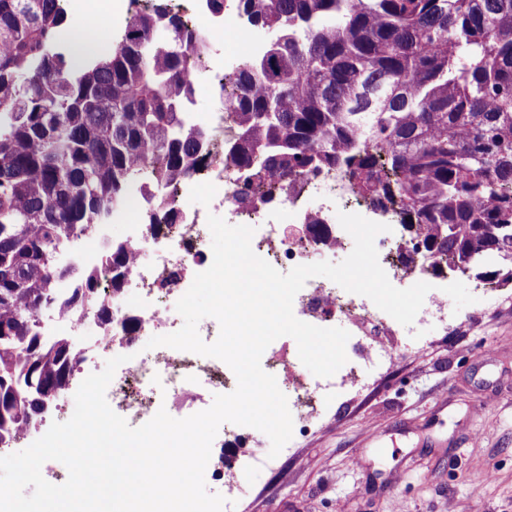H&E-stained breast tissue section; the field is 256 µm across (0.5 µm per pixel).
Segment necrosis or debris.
<instances>
[{
    "mask_svg": "<svg viewBox=\"0 0 512 512\" xmlns=\"http://www.w3.org/2000/svg\"><path fill=\"white\" fill-rule=\"evenodd\" d=\"M192 16L202 19V31L209 34L208 64L216 76L226 68L237 67L243 55L225 49L217 40L224 22L209 17L202 0H193ZM235 182L221 162L207 165L203 176L186 181L182 194L187 201L176 224L154 227L143 223L146 204L136 205L131 216L135 231L132 240L134 263L124 277L137 299L135 309H128L124 295L112 299L111 341L98 344L94 356L83 357L76 373L87 377L98 369V363L118 355L126 361L120 365L106 391L111 408L124 417L130 426L149 421L159 409H166L175 418H184L209 408L214 389L234 391L237 380L233 371L221 360L192 352L160 346L145 348L144 341L153 336L174 333L182 326L176 310L177 301L187 292L197 273L207 270L213 262L208 214H222L227 223L253 227V251L282 273L308 264L311 256L348 250L350 236L341 226L330 223L336 211L354 212L388 226V213L369 205L357 204L356 193L337 172L325 171L308 180L288 184L279 205L251 207L235 202ZM206 195V206L194 200ZM328 222L329 237L317 241L307 236L312 219ZM178 272L176 281L168 273ZM295 316L306 323L329 328L346 326L350 359L329 378L304 374L296 342H289L287 351L269 345L261 358L264 371L275 376L280 390L288 399L293 430L303 433L319 417L326 405L343 393L353 394L363 388L372 371H388L400 356L395 342L402 325H395L367 297L345 291L334 282L310 278L294 298ZM137 320V332L124 337L119 322L125 316ZM237 442L244 454L228 466L208 464L212 483L223 490L224 512H234L240 483L254 464L261 462L259 441L254 428L222 424L213 441V452H220L225 442Z\"/></svg>",
    "mask_w": 512,
    "mask_h": 512,
    "instance_id": "1",
    "label": "necrosis or debris"
}]
</instances>
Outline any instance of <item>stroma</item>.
<instances>
[{"mask_svg":"<svg viewBox=\"0 0 512 512\" xmlns=\"http://www.w3.org/2000/svg\"><path fill=\"white\" fill-rule=\"evenodd\" d=\"M476 286L451 276L457 326L402 337L392 370L244 479L243 512H512V286L492 305Z\"/></svg>","mask_w":512,"mask_h":512,"instance_id":"35a3bbf8","label":"stroma"}]
</instances>
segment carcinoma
Masks as SVG:
<instances>
[{
	"label": "carcinoma",
	"mask_w": 512,
	"mask_h": 512,
	"mask_svg": "<svg viewBox=\"0 0 512 512\" xmlns=\"http://www.w3.org/2000/svg\"><path fill=\"white\" fill-rule=\"evenodd\" d=\"M275 38L224 77L237 129L224 168L238 198L273 200L286 182L339 169L393 212L419 253L512 285V0L228 2ZM66 0H0V444L42 419L80 361L41 338L36 314L62 304L112 324L127 242L101 263L65 266L73 238L195 175L207 128L182 119L207 39L168 0L134 14L111 53L83 63L61 45ZM72 281L61 294L58 282Z\"/></svg>",
	"instance_id": "cac0c4a2"
}]
</instances>
